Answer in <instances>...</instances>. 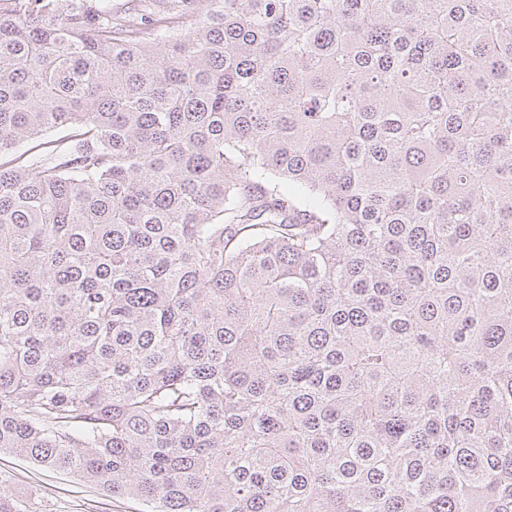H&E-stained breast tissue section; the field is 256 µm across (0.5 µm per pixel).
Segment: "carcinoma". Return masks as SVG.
Wrapping results in <instances>:
<instances>
[{
  "mask_svg": "<svg viewBox=\"0 0 512 512\" xmlns=\"http://www.w3.org/2000/svg\"><path fill=\"white\" fill-rule=\"evenodd\" d=\"M0 452L512 512V0H0Z\"/></svg>",
  "mask_w": 512,
  "mask_h": 512,
  "instance_id": "carcinoma-1",
  "label": "carcinoma"
}]
</instances>
